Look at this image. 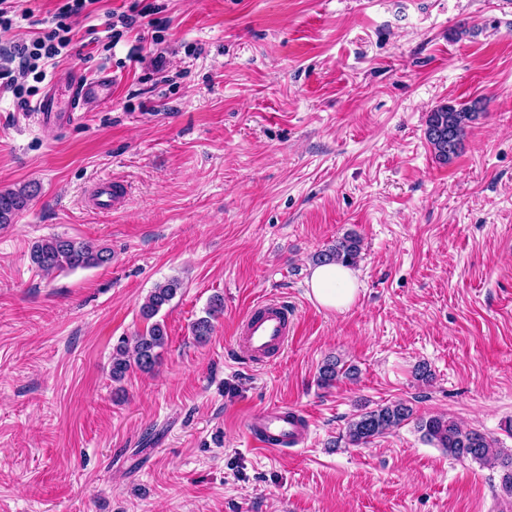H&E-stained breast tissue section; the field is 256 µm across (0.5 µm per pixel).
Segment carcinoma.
Returning <instances> with one entry per match:
<instances>
[{
  "instance_id": "carcinoma-1",
  "label": "carcinoma",
  "mask_w": 512,
  "mask_h": 512,
  "mask_svg": "<svg viewBox=\"0 0 512 512\" xmlns=\"http://www.w3.org/2000/svg\"><path fill=\"white\" fill-rule=\"evenodd\" d=\"M476 117L475 109L442 103L428 115L425 137L435 158L442 164L457 156L462 147L465 129ZM36 190L24 185L18 189L0 191V225L9 224L13 217L24 210L32 200ZM361 241L347 234L336 240L328 248L314 257L317 264H343L351 266L359 257ZM32 263L48 273L99 267L112 261L109 248L88 240L51 237L36 243L31 250ZM182 288L178 278L168 279L158 284L140 306V315L146 328L133 338L121 340L112 353V381H122L127 373L136 368L142 372L152 371L167 344L168 335L163 321L157 319L162 308L168 305ZM224 313V296L215 293L210 297L205 316L192 325V335L199 343L207 341L213 332L214 324ZM340 362L328 359L320 368V381L332 384L339 374L352 375V369L339 368ZM413 417V408L403 401L379 405L365 411L349 421L346 439L353 446L365 445L373 439L408 422ZM422 439L437 448L443 449L454 458H467L475 462H493L503 470L502 488L512 495V451L496 447V442L485 435L464 429L453 419L445 416H431L416 422Z\"/></svg>"
}]
</instances>
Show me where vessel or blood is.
Wrapping results in <instances>:
<instances>
[{
    "label": "vessel or blood",
    "instance_id": "b4317fda",
    "mask_svg": "<svg viewBox=\"0 0 512 512\" xmlns=\"http://www.w3.org/2000/svg\"><path fill=\"white\" fill-rule=\"evenodd\" d=\"M112 78L104 75L89 80L76 67L54 74L46 93L33 110L47 124H66L75 120L78 112L91 104H104L111 96ZM121 185L113 182L95 183L88 202L101 211L111 210L122 195ZM293 315L287 303L275 299L254 301L240 322L235 336L237 345L256 364L269 361L281 352L293 332ZM248 448L259 453H276L285 445H300L304 432L298 421L291 418L288 408L272 407L247 413L244 420Z\"/></svg>",
    "mask_w": 512,
    "mask_h": 512
}]
</instances>
